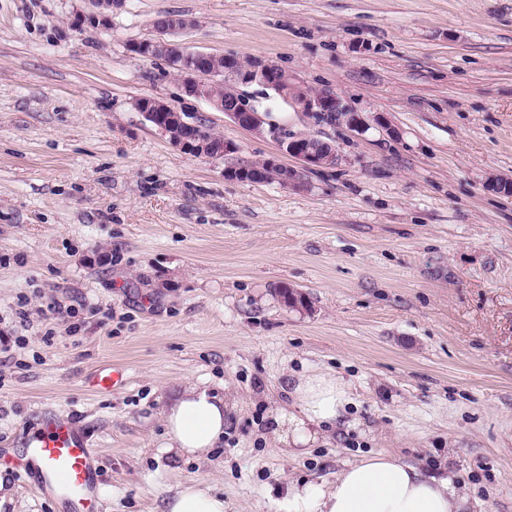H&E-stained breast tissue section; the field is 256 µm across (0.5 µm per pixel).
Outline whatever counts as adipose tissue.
<instances>
[{
	"mask_svg": "<svg viewBox=\"0 0 512 512\" xmlns=\"http://www.w3.org/2000/svg\"><path fill=\"white\" fill-rule=\"evenodd\" d=\"M289 397V403L272 407L269 427L292 455L316 444L323 425L335 424L353 402L346 380L325 372L297 376ZM230 405L228 396L195 384L183 386L161 413L165 437L160 454L207 458L224 436V411ZM468 505L452 472L434 475L388 453L348 466L323 488L291 485L280 503L281 512H466ZM163 512H224V498L211 486L188 481L165 498Z\"/></svg>",
	"mask_w": 512,
	"mask_h": 512,
	"instance_id": "adipose-tissue-1",
	"label": "adipose tissue"
}]
</instances>
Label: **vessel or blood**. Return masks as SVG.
Listing matches in <instances>:
<instances>
[{
    "instance_id": "vessel-or-blood-1",
    "label": "vessel or blood",
    "mask_w": 512,
    "mask_h": 512,
    "mask_svg": "<svg viewBox=\"0 0 512 512\" xmlns=\"http://www.w3.org/2000/svg\"><path fill=\"white\" fill-rule=\"evenodd\" d=\"M124 373L112 366L95 369L86 384L99 393L122 386ZM100 452L72 419L41 411L17 448H0V471L24 475L38 495L63 512H101L98 492Z\"/></svg>"
}]
</instances>
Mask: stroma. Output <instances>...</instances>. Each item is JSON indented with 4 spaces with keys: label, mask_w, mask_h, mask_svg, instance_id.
<instances>
[{
    "label": "stroma",
    "mask_w": 512,
    "mask_h": 512,
    "mask_svg": "<svg viewBox=\"0 0 512 512\" xmlns=\"http://www.w3.org/2000/svg\"><path fill=\"white\" fill-rule=\"evenodd\" d=\"M89 12L0 0V445L38 410L73 417L101 454L102 512H161L191 480L225 512H278L291 484L384 451L455 471L469 512H512V198L489 185L512 177V0H124L108 28ZM165 14L194 20L189 48L337 90L362 130L242 88L340 164L294 190L173 146L136 100L204 119L237 159L280 156L129 51ZM105 363L125 384L100 394L85 378ZM312 368L354 403L294 458L264 418ZM188 382L235 401L205 461L157 453Z\"/></svg>",
    "instance_id": "obj_1"
}]
</instances>
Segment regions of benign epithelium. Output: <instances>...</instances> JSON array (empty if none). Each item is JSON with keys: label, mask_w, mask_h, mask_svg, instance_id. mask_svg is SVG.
I'll return each mask as SVG.
<instances>
[{"label": "benign epithelium", "mask_w": 512, "mask_h": 512, "mask_svg": "<svg viewBox=\"0 0 512 512\" xmlns=\"http://www.w3.org/2000/svg\"><path fill=\"white\" fill-rule=\"evenodd\" d=\"M94 10L90 13L92 21L104 28L112 22V9L123 3V0H89ZM195 26V21L183 15L167 14L160 20L153 21V27L158 37L142 41V45L159 51L162 47H168L176 55L182 58L180 67V86L182 91L198 100L207 102L215 110L224 113L236 125L260 132L266 128L269 137L275 140L282 153L298 161L296 166L282 164L278 158L266 159L267 166L279 171L277 182L291 189L304 187V175L316 168H334L341 161L339 148L332 141L321 138H305L288 134V127L267 120V113L261 112L250 105L242 93L224 100L213 99L207 85L216 79L217 72L209 71V63L216 57L212 52L193 50L181 43L170 40V37L180 34ZM247 79L252 84H258L266 88L278 89L287 85L288 94L286 100L293 109L301 112L313 123L319 122L330 113H336V125L350 130L360 129L363 121L357 113L351 111L344 103L340 95L332 88H325L316 96L300 93L302 82L297 76L288 73L285 69L269 61L261 62L255 67ZM138 111L142 112L152 124L163 133H168V128L174 124L186 127H195L197 123L190 114L180 112L167 103L154 98L140 99L135 103ZM185 153L197 157H214L215 154L229 155L237 152L235 143L228 140L214 148L213 142L201 135L194 134L189 138L171 141Z\"/></svg>", "instance_id": "benign-epithelium-1"}]
</instances>
